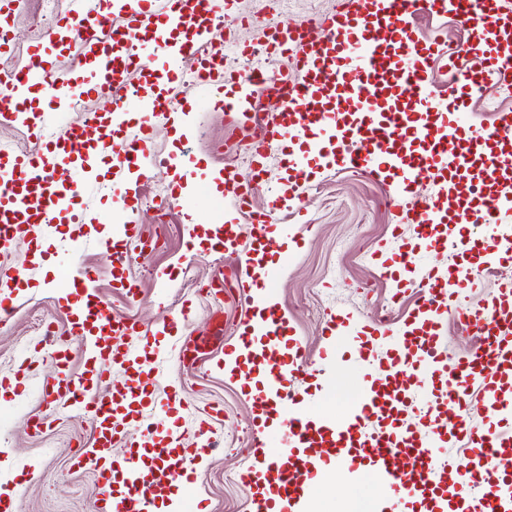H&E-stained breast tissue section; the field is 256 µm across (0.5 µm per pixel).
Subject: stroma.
<instances>
[{"mask_svg": "<svg viewBox=\"0 0 512 512\" xmlns=\"http://www.w3.org/2000/svg\"><path fill=\"white\" fill-rule=\"evenodd\" d=\"M24 2V8L7 12L14 40L0 50V71L28 64L30 50L48 25L40 0ZM335 6L336 0H288L283 8L272 0H231L213 29V42L219 45L232 36L238 50L249 52L251 65L291 74L294 59L283 55L270 62L262 53L267 27L306 23ZM412 25L422 36L442 35L450 50L469 37L466 25L453 15L421 13ZM165 93L182 109L186 130L176 133L173 119H165L152 146L159 155L183 158V167L155 170L146 178L131 176L133 190L122 209L114 205L112 172L102 168L77 198L86 223L73 232L64 224L40 230L20 225L8 252L0 253V264L27 271L15 291L12 314L0 323V512H97L95 471L73 465L78 440L91 438L90 419L64 412L36 391L42 377L55 369V348L44 338L46 325L63 335L70 332L71 309L62 294L72 286L63 273L71 261L96 273L100 294L114 313L137 321L147 332L149 359L162 356L177 337L206 335L215 319L223 320L224 337L208 357L194 368L168 366L162 380L163 386H174L178 397L164 405L162 418L171 421L184 444L212 445L194 481L174 482L178 499L173 508L183 512L189 503L196 512H249L251 489L224 481L226 473L243 472L255 461V409L245 386L224 371L226 347L239 336L242 288L233 286L214 298L208 286L217 268L232 258L207 245L194 250L187 231L192 225L236 224L241 238H248L243 215L225 208L223 192L213 191L212 185L225 156L236 159L242 177H249L250 166L240 158L242 149L225 126L221 106L200 104L197 91L182 81L168 85ZM287 153L282 147L268 154L253 206H268L274 192L286 186ZM301 192L299 200L274 213L270 226L274 232L283 224L293 228L273 243L274 258L282 263L274 296L288 316L291 335L306 347L313 374L303 387L310 402L318 403L327 381L345 387V394L327 406L336 412L366 381L353 346H328L327 323L338 317L348 323L385 318L403 324L420 290L414 276L399 283L385 278L393 258L410 250L422 266L442 274L464 259L450 247L431 251L416 244L405 213L387 206L384 191L361 174L321 166ZM128 220L140 235L124 240L129 262L118 272L112 262L113 227ZM168 310L180 313L182 320L165 332L158 320ZM44 413L51 423L39 435L29 420ZM204 418L211 427L202 432L197 422ZM372 482L366 470L342 475L328 468L301 512H347L352 494L372 492Z\"/></svg>", "mask_w": 512, "mask_h": 512, "instance_id": "obj_1", "label": "stroma"}]
</instances>
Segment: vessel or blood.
Segmentation results:
<instances>
[{
    "label": "vessel or blood",
    "instance_id": "vessel-or-blood-1",
    "mask_svg": "<svg viewBox=\"0 0 512 512\" xmlns=\"http://www.w3.org/2000/svg\"><path fill=\"white\" fill-rule=\"evenodd\" d=\"M420 13H451L469 27L466 48L448 56L449 71L460 77L448 90H438L429 72L439 40L418 36L412 27ZM116 14L125 15L126 22L121 31L107 32ZM220 17L217 0H165L160 11L153 0H72L68 15L44 35L50 43L64 33L78 36L80 50L72 64L48 70L31 62L0 97L11 105L10 119L22 125L32 110L29 90L39 86L44 129L52 127L56 103L64 98L94 97L107 109L82 113L66 137L10 154L7 166L0 168V196L9 199L8 207L0 206L1 246L13 240L16 225L50 224L72 214L80 184L64 181L63 175L76 150H84L90 168L111 159L118 179L131 168L144 176L170 166L169 158L151 150L155 123L172 110L169 100L152 97L133 114L120 97L134 54L163 47L164 80L177 81L180 59L192 53L198 57L196 85L203 95H210L219 78L231 88L224 100L225 121L237 136L248 139L254 172H261L274 145L304 144V151L289 153L288 188L275 195V202L297 199L313 165H336L391 184L389 204L413 213L415 233L428 248L455 244L474 254L486 270L512 253V110H499L487 126L478 122L473 108L485 87L512 85V0H338L317 21L320 38H309L301 25L272 27L266 51L293 54L299 77L281 95L278 112L264 119L255 110L256 96L279 76L221 64L224 50L212 41ZM183 31L193 36L186 46L176 41ZM130 123L137 128L132 139L116 141L106 131L107 125ZM412 144L418 152H409ZM427 177L438 186L430 197L419 193V183ZM252 191L236 165L225 162L224 200L246 215L251 242L247 252H240L235 226L225 227L224 252L234 261L215 274L212 285L222 287L229 275L256 288V295L241 302L239 348L248 350L256 341L255 326L263 325L269 340L264 352L268 377L259 397L267 411L276 413L289 404L294 410L274 434L253 436L261 456L277 458L280 466L275 497L256 493L251 512H299L307 481L333 462L344 469L371 470L381 487L406 499L443 500L452 493L467 501L468 512H512V432L477 434L466 412L476 397L484 409L512 421V284L496 288L474 312L479 342L452 365L442 348V326L449 308L460 304L469 272L427 275L411 312L422 331L397 330L392 355L376 364L370 384L350 405L335 414L318 412L306 407L303 391L288 384L309 376L310 368L302 343L284 335V313L272 300L277 272L267 258L272 243L265 238V226L273 211L252 210ZM475 208L481 212L477 231L468 224ZM71 274L87 298L89 316L104 323L113 338L137 334L136 323L120 318L101 299L94 272L75 268ZM71 330L80 333L87 361L100 373L111 372L102 336L83 322L73 323ZM327 331L358 339L385 337L394 330L385 320L350 327L336 320ZM202 343L199 337L179 338L172 354L176 366L202 360ZM123 361L131 372L108 391L97 390L95 380L74 376L61 360L42 383L44 396L94 421L93 439L82 444L78 458L99 469L107 461L116 421L143 410L147 389L154 384L136 350H127ZM426 378L432 381L428 404L415 425H406L407 385ZM449 436L470 452L469 469L435 467V454ZM204 454L201 447L163 448L146 470L136 456L122 459L127 491L113 497L108 477L98 476L92 493L99 512H152L155 500L170 489L171 478L192 480Z\"/></svg>",
    "mask_w": 512,
    "mask_h": 512
}]
</instances>
